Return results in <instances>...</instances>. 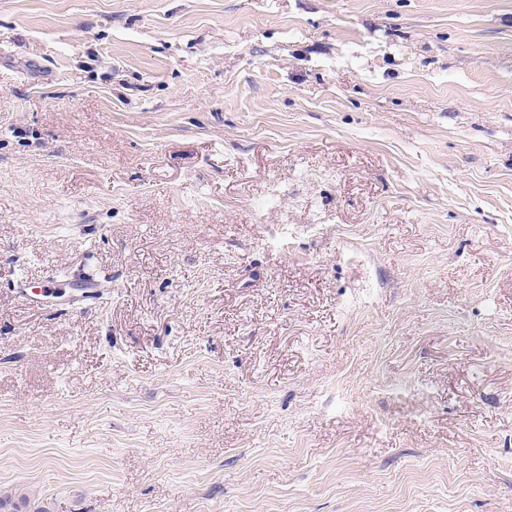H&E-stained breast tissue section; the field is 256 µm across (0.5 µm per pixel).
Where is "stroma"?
Returning <instances> with one entry per match:
<instances>
[{
	"instance_id": "35a3bbf8",
	"label": "stroma",
	"mask_w": 512,
	"mask_h": 512,
	"mask_svg": "<svg viewBox=\"0 0 512 512\" xmlns=\"http://www.w3.org/2000/svg\"><path fill=\"white\" fill-rule=\"evenodd\" d=\"M0 501L512 512V0H0Z\"/></svg>"
}]
</instances>
